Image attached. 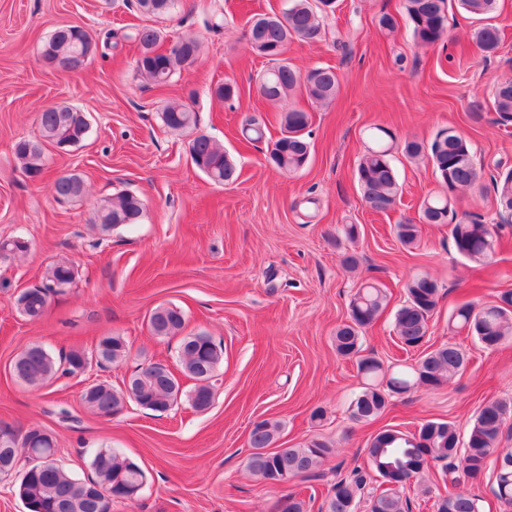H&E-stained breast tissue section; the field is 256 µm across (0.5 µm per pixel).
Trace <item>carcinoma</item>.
Here are the masks:
<instances>
[{
  "label": "carcinoma",
  "mask_w": 512,
  "mask_h": 512,
  "mask_svg": "<svg viewBox=\"0 0 512 512\" xmlns=\"http://www.w3.org/2000/svg\"><path fill=\"white\" fill-rule=\"evenodd\" d=\"M332 0H287L280 13L264 14L251 20L250 45L253 52L267 60L268 67L258 76L257 88L265 99L279 102L290 96H302L314 104H331L339 91L340 78L332 67H314L305 73L296 70L285 57L291 41L315 42L321 38L322 19ZM141 13L149 16L171 14L179 0H137ZM403 12L414 41L422 46H434L447 38L448 9L455 8L475 23L471 37L484 56L497 52L501 40L497 26L490 23L497 12L498 0H403ZM133 38L139 54L135 70L159 86L167 85L181 70L198 59L201 45L194 37H182L161 50L160 30L148 25L138 28ZM97 44L91 34L79 25H64L55 29L41 50V57L57 69L69 71L68 63L85 55ZM495 113L494 122L504 128L512 125V80L497 83L487 98L472 101L470 118L478 123L485 111ZM164 126L183 131L197 124V116L184 103L173 102L160 113ZM39 138L22 139L15 143L14 154L24 172L45 175V150L62 143H80L88 134L89 123L79 109L69 105L49 107L37 117ZM311 113L290 106L282 112L280 136L271 144L270 163L282 172L295 173L309 162L311 143L307 128ZM370 145L359 161L357 182L365 203L376 212L395 209L400 200L401 185L394 164L395 155L409 163L425 162L445 194L424 198L418 217L407 218L396 225L400 243L407 249L418 242L421 225L446 224L458 256L475 269L491 264L500 242L495 225L485 224L467 212L456 210L459 193L480 186V170L474 163L472 142L456 127L439 129L434 137L424 141L406 139L396 144L394 135L382 126L369 129ZM192 163L219 184L237 180L235 163L224 145L207 134H198L189 143ZM495 205L499 217L512 218V169L501 171L492 178ZM56 199L70 201L85 192L82 177L77 173L61 174L51 183ZM143 203L133 194L125 193L100 200L94 206L90 222L105 232L140 222ZM75 278L68 262L49 267L41 285L30 289L18 308L30 320L40 319L53 289L70 284ZM407 300L395 313L394 328L399 346L408 351L426 343L429 320L435 312L440 289L434 280L419 276L406 284ZM388 306L387 293L375 282L360 284L349 302L348 321L336 327V353L356 363L364 386L351 400V416L359 422H371L381 416L389 400L381 389L407 394L415 389H438L468 364L467 354L455 343H443L424 350L410 364L384 366L378 359L363 354L362 334L373 325ZM151 334L161 338H179L180 373L195 381L187 394L192 408L205 410L215 396L214 378L218 375L224 351L212 338L201 333H187L186 318L177 306H158L147 319ZM448 331L464 332L486 349H496L512 336V290L502 292L496 300L456 307L448 317ZM130 348L121 336H103L96 345L98 362H117L128 356ZM88 358L81 351H71L60 359L41 345H31L14 358V374L28 386L39 389L55 378L58 372L75 374L83 371ZM178 373V374H180ZM178 374L169 367L149 364L131 375L132 392L112 385L100 384L82 393L84 405L92 413L110 417L116 408L129 400L143 407L160 405L172 408L180 392ZM512 418V403L491 401L476 413L466 439H460L457 425L449 420L433 419L413 430L396 427L372 433L364 446L368 467L354 468L346 477L334 482L321 505L323 512H355L357 498L371 480L385 485L379 493L369 496V512H408L404 497L407 485L429 468H439L445 480L456 486L460 477L475 480L488 464H493L494 493L506 506L512 507V449L499 447L505 423ZM283 423L277 418H265L249 433V447L254 452L248 458L249 471L261 482L275 486L282 480L316 476L334 453L332 443L318 437L296 448H281L269 452L276 443ZM34 430L22 438H14L13 456L17 459L35 455L45 459L19 476L18 495L27 512H110L112 501L123 498L125 485L141 486L146 474L129 457L111 448H98L91 466L94 476L79 480L68 474L57 462L55 444L45 440L30 443ZM94 486L112 490V498L92 494ZM435 512H480L478 496L460 490L448 491L435 500ZM276 512H307L306 501L295 493L281 497Z\"/></svg>",
  "instance_id": "1"
}]
</instances>
